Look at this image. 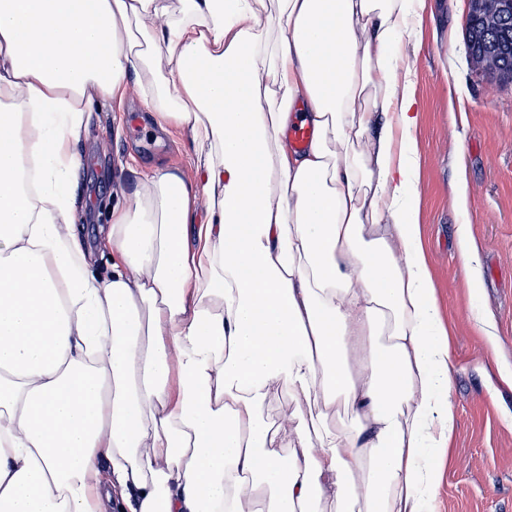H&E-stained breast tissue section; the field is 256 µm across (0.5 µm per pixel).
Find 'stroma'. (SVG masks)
<instances>
[{
  "instance_id": "stroma-1",
  "label": "stroma",
  "mask_w": 512,
  "mask_h": 512,
  "mask_svg": "<svg viewBox=\"0 0 512 512\" xmlns=\"http://www.w3.org/2000/svg\"><path fill=\"white\" fill-rule=\"evenodd\" d=\"M467 11L455 0H424L415 35L404 39L403 65L421 104L415 138L426 259L454 366L452 437L428 456L441 472L434 512H512V388H487L496 358L512 362V84L469 60ZM126 108L134 121L119 129L111 105L95 104L91 137L78 147L89 163L77 191L101 206L114 204L118 190L133 191L152 168L185 164L191 153L186 135L161 131L137 99ZM461 175L473 195L468 220L482 268L475 296L456 240L452 189ZM483 315L495 322L500 355L485 346Z\"/></svg>"
}]
</instances>
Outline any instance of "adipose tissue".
<instances>
[{
	"label": "adipose tissue",
	"mask_w": 512,
	"mask_h": 512,
	"mask_svg": "<svg viewBox=\"0 0 512 512\" xmlns=\"http://www.w3.org/2000/svg\"><path fill=\"white\" fill-rule=\"evenodd\" d=\"M421 3L0 0V512H430ZM132 93L193 152L112 207L102 274L77 147Z\"/></svg>",
	"instance_id": "ef3b65f1"
}]
</instances>
